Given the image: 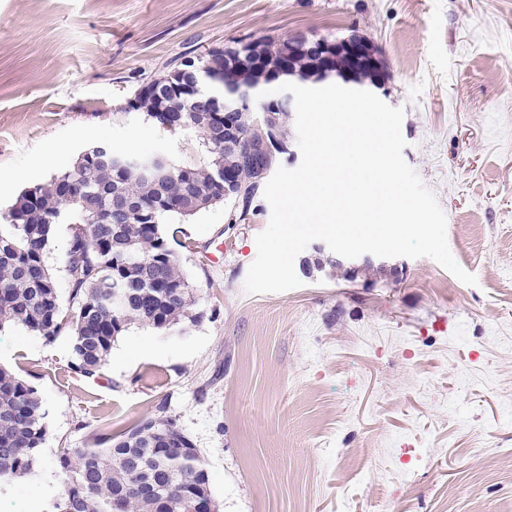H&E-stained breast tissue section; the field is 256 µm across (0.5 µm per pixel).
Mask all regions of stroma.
<instances>
[{"label": "stroma", "instance_id": "obj_1", "mask_svg": "<svg viewBox=\"0 0 512 512\" xmlns=\"http://www.w3.org/2000/svg\"><path fill=\"white\" fill-rule=\"evenodd\" d=\"M355 30L381 50L378 96L403 108L404 159L476 285L402 257L388 277L317 270L249 294L268 203L229 236L230 202L173 219L200 323L131 324L89 378L70 368V330L0 329V365L37 389L47 429L0 512H40L65 484L51 465L62 449L162 402L204 457L219 512H512V0H0V211L99 142L205 161L198 131L125 109L181 60ZM70 233L55 225L46 248L65 310Z\"/></svg>", "mask_w": 512, "mask_h": 512}]
</instances>
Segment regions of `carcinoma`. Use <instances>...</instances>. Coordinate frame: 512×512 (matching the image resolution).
Listing matches in <instances>:
<instances>
[{"label": "carcinoma", "instance_id": "obj_1", "mask_svg": "<svg viewBox=\"0 0 512 512\" xmlns=\"http://www.w3.org/2000/svg\"><path fill=\"white\" fill-rule=\"evenodd\" d=\"M254 45L260 55L273 59L297 41L263 38ZM204 62L222 81L236 86L255 85L264 77L243 71L224 49L215 48L141 86L133 108L169 131L202 133L205 163L172 164L150 173L144 167L147 158L130 154L131 163L115 168L112 147L95 144L79 154L73 168L25 189L0 214V327L21 324L46 338L70 327V368L85 377L99 373L128 325L136 322L169 332L183 320L197 324L204 317L168 242L180 230L163 229L161 219L190 217L224 201L226 167L234 168L238 192L250 200L279 164L277 149L254 166L241 162L259 141V132L266 131L262 113L239 115L238 135L230 146L224 144V114L199 123L196 109L218 91L209 82L187 91L173 83L180 68ZM263 108L276 115L280 136L288 138V109H278L271 101ZM65 209L74 224L66 251L73 300L67 311L60 306L46 258L53 225ZM46 436L37 390L0 366V487L31 472ZM191 447L166 406L158 404L135 425L116 436L106 435L102 446L63 449L54 466L65 471L68 480L42 512L214 509L205 462L195 452H184Z\"/></svg>", "mask_w": 512, "mask_h": 512}]
</instances>
